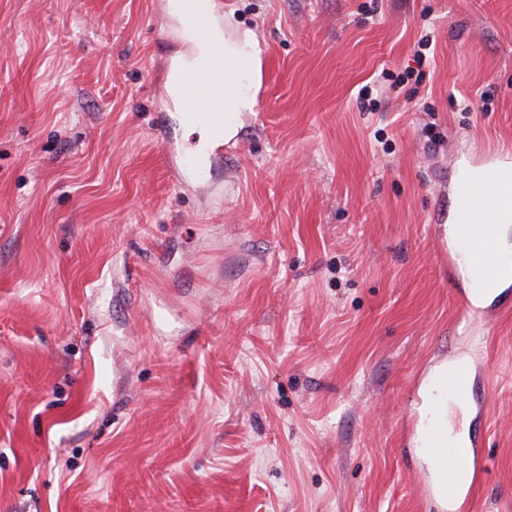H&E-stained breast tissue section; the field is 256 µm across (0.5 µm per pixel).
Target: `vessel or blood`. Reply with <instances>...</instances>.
I'll use <instances>...</instances> for the list:
<instances>
[{"label": "vessel or blood", "instance_id": "b4317fda", "mask_svg": "<svg viewBox=\"0 0 512 512\" xmlns=\"http://www.w3.org/2000/svg\"><path fill=\"white\" fill-rule=\"evenodd\" d=\"M166 8L189 14L199 34H208L213 18L198 7V0H165ZM180 84L184 93L193 96V121L210 127L216 138L224 136V109L230 100L224 90L232 86L233 74L224 68V47L215 45L212 64L206 75L191 71L181 73ZM512 160V155L500 152L486 155L481 166L485 171L482 179L461 184L457 189V203L468 207L475 198H483L485 204H493L492 178L494 166L499 162ZM166 161L175 181L187 184L204 176V170L197 155L175 152L167 148ZM499 226L495 223L475 224L465 220L452 227L453 265L469 281L473 289L482 293L483 299H495L499 291L512 283V263L500 255L498 245ZM472 376L471 363L456 358L448 363V391L460 393L468 386ZM455 461V478L449 479L447 487L430 486L432 495L442 497L447 512H466L470 504L472 478L478 477L481 470L479 444L474 438H467L448 451Z\"/></svg>", "mask_w": 512, "mask_h": 512}]
</instances>
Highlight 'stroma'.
Segmentation results:
<instances>
[{"label": "stroma", "mask_w": 512, "mask_h": 512, "mask_svg": "<svg viewBox=\"0 0 512 512\" xmlns=\"http://www.w3.org/2000/svg\"><path fill=\"white\" fill-rule=\"evenodd\" d=\"M220 5L261 86L183 188L160 0H0V512H443L415 400L457 354L471 512H512V309L463 331L448 267L512 0ZM163 142L166 147V161L175 181L188 184L204 178V170L197 155L174 150V142H170L167 131L163 130Z\"/></svg>", "instance_id": "1"}]
</instances>
